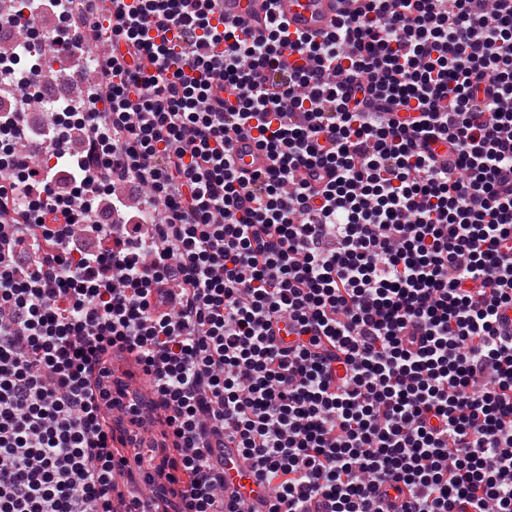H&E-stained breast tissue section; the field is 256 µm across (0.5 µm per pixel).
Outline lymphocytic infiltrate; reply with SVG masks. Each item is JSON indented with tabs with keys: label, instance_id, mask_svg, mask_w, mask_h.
<instances>
[{
	"label": "lymphocytic infiltrate",
	"instance_id": "lymphocytic-infiltrate-1",
	"mask_svg": "<svg viewBox=\"0 0 512 512\" xmlns=\"http://www.w3.org/2000/svg\"><path fill=\"white\" fill-rule=\"evenodd\" d=\"M27 2L112 53L35 152L42 45L0 53V512H237L228 445L259 512H512V0L320 35ZM240 137L271 166L237 173ZM252 464L240 457L238 448H224V495L237 494L251 502L266 496V491L252 483Z\"/></svg>",
	"mask_w": 512,
	"mask_h": 512
}]
</instances>
